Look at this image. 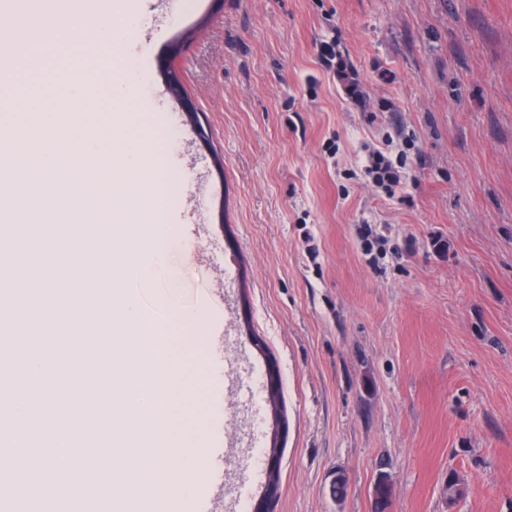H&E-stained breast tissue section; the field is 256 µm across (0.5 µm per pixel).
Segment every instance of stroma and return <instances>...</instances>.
Here are the masks:
<instances>
[{"label": "stroma", "instance_id": "stroma-1", "mask_svg": "<svg viewBox=\"0 0 512 512\" xmlns=\"http://www.w3.org/2000/svg\"><path fill=\"white\" fill-rule=\"evenodd\" d=\"M154 3L124 56L57 35L0 50L35 94L14 126L34 108L61 116L52 92L78 73L95 108L70 124L115 117L119 148L156 136L168 154L175 234L157 277L127 288L149 317L200 321L181 358L195 389L183 434L208 446L222 418L223 512H239L246 478L263 493L255 453L272 447L271 512H374L382 480L386 512H512V0ZM330 38L347 79L320 60ZM135 71L115 100L113 77ZM383 130L408 155L391 198L348 175ZM365 222L385 237L373 258ZM271 359L275 413L254 375Z\"/></svg>", "mask_w": 512, "mask_h": 512}]
</instances>
